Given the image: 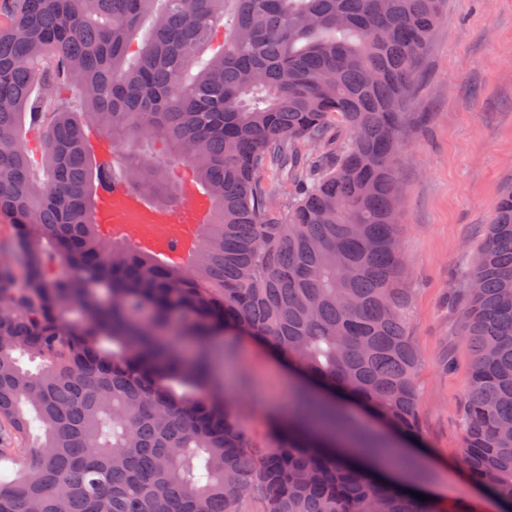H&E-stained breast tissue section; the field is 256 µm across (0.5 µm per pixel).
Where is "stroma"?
<instances>
[{
  "label": "stroma",
  "instance_id": "stroma-1",
  "mask_svg": "<svg viewBox=\"0 0 512 512\" xmlns=\"http://www.w3.org/2000/svg\"><path fill=\"white\" fill-rule=\"evenodd\" d=\"M397 171L399 245L421 359L418 445L454 463L472 355L449 297L477 258L499 197L512 190V0H448L405 110ZM224 374L248 429L266 438L270 418L288 402L291 373L241 339ZM433 475L444 502L477 500L500 512L494 497L457 472L437 467Z\"/></svg>",
  "mask_w": 512,
  "mask_h": 512
}]
</instances>
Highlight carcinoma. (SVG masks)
<instances>
[{
    "label": "carcinoma",
    "instance_id": "1",
    "mask_svg": "<svg viewBox=\"0 0 512 512\" xmlns=\"http://www.w3.org/2000/svg\"><path fill=\"white\" fill-rule=\"evenodd\" d=\"M0 18V512H480L422 501L336 460L421 434L398 248L403 110L447 0H4ZM155 14L135 52L142 21ZM224 27V47L207 54ZM196 73H191V70ZM72 83L83 112L62 106ZM347 142L324 151L333 125ZM112 140L130 188L172 205L187 165L213 201L186 268L104 239ZM39 132L44 175L29 170ZM167 146L158 159L139 144ZM291 183L285 205L261 179ZM473 352L460 462L512 512V191L458 311ZM307 374L294 420L256 442L211 368L227 330ZM39 361L32 371L22 359ZM339 384L377 421L317 408ZM42 434L30 437V418ZM87 141L88 147L97 163L108 161L113 165L117 159V154L112 148L111 141L95 130H90L87 133Z\"/></svg>",
    "mask_w": 512,
    "mask_h": 512
}]
</instances>
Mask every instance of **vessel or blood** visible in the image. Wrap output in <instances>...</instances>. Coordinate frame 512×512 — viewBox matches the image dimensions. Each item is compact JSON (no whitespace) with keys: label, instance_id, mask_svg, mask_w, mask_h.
Segmentation results:
<instances>
[{"label":"vessel or blood","instance_id":"1","mask_svg":"<svg viewBox=\"0 0 512 512\" xmlns=\"http://www.w3.org/2000/svg\"><path fill=\"white\" fill-rule=\"evenodd\" d=\"M87 141L96 161H116L112 143L103 135L89 131ZM92 212L105 237L181 268L193 260L201 246L203 228L212 221L211 200L190 177L181 183L178 206L156 203L116 182L110 190L95 194Z\"/></svg>","mask_w":512,"mask_h":512}]
</instances>
